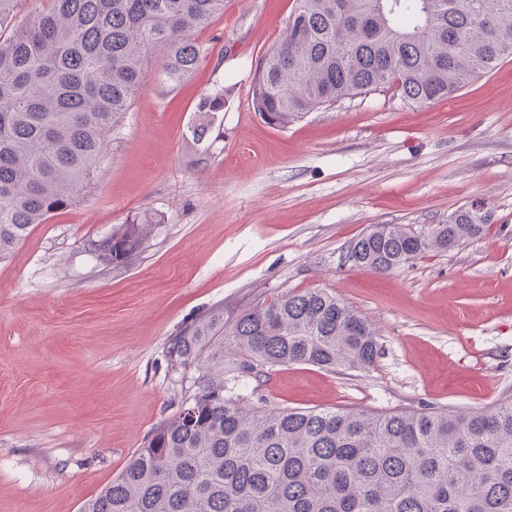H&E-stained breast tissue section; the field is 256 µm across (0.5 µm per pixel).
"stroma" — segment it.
I'll list each match as a JSON object with an SVG mask.
<instances>
[{
	"label": "stroma",
	"instance_id": "1",
	"mask_svg": "<svg viewBox=\"0 0 512 512\" xmlns=\"http://www.w3.org/2000/svg\"><path fill=\"white\" fill-rule=\"evenodd\" d=\"M296 0H224L195 34L198 70L146 77L81 199L0 261V512H80L191 393L167 348L216 305L225 317L318 288L377 333L374 366L296 364L267 377L272 407L472 411L512 395V57L448 99L380 89L285 128L251 103ZM224 91L206 164L185 136ZM471 204L486 232L387 274L341 265L376 224L420 229ZM148 214L159 225L118 269L86 248Z\"/></svg>",
	"mask_w": 512,
	"mask_h": 512
}]
</instances>
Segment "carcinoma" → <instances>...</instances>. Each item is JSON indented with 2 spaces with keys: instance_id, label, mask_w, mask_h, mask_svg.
<instances>
[{
  "instance_id": "carcinoma-1",
  "label": "carcinoma",
  "mask_w": 512,
  "mask_h": 512,
  "mask_svg": "<svg viewBox=\"0 0 512 512\" xmlns=\"http://www.w3.org/2000/svg\"><path fill=\"white\" fill-rule=\"evenodd\" d=\"M0 0V260L72 207L108 135L164 51L161 83L199 67L195 33L224 0H48L18 26ZM512 55V0H297L280 43L251 81L254 111L285 128L339 99L390 88L423 103L451 97ZM224 89L203 95L186 138L204 160ZM475 205L418 232L379 224L343 264L389 273L480 236ZM159 222L137 217L87 243L107 265L137 254ZM233 351L224 369L226 351ZM376 333L322 289L215 307L171 339L194 392L80 512H512V397L478 412L270 408L239 381L307 364L365 371Z\"/></svg>"
}]
</instances>
